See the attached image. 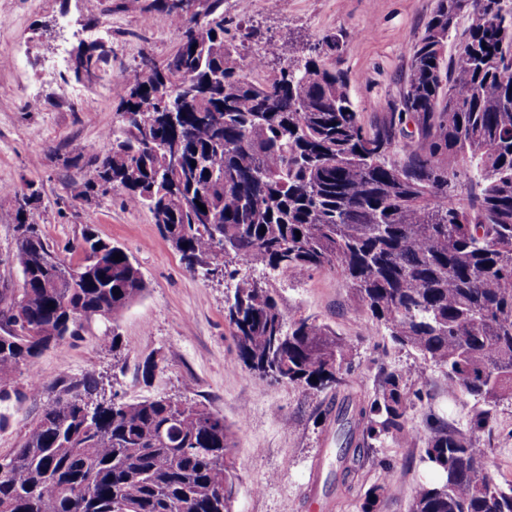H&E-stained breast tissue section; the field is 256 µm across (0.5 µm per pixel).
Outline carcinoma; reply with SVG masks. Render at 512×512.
I'll return each mask as SVG.
<instances>
[{"label": "carcinoma", "instance_id": "cac0c4a2", "mask_svg": "<svg viewBox=\"0 0 512 512\" xmlns=\"http://www.w3.org/2000/svg\"><path fill=\"white\" fill-rule=\"evenodd\" d=\"M182 2L147 5L168 15L178 48L124 71L115 93L122 112L154 115L175 101L181 135L160 117L145 131L120 123L70 198L119 191L152 213L189 270L235 280L224 314L250 375L341 396L325 418L336 423L346 489L373 445L404 433L408 374L431 363L449 392L481 409L465 431L426 422L424 461L438 479L419 486L409 512H512V483L496 480L480 439L492 409L512 400V0H436L410 48L402 111L371 130L347 75L328 63L336 39L302 58L272 45L245 62L224 39L223 0L190 18ZM461 17L467 34L447 59ZM272 57L279 70L251 79ZM108 58L104 45L81 43L71 69L97 73ZM177 136L183 163L170 172L155 146ZM188 197L205 209L183 206ZM14 198L22 288L18 298L0 290V402L23 395L16 374L44 351L146 291L122 247L87 227L63 258L33 220L40 192ZM304 269L336 273L356 307L422 362L381 373L371 395L348 391L354 344L279 306L273 278ZM27 390L47 403L0 474V512H229L232 444L210 404L154 396L101 407L91 375ZM389 489L369 488L361 512Z\"/></svg>", "mask_w": 512, "mask_h": 512}]
</instances>
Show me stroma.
<instances>
[{
	"label": "stroma",
	"mask_w": 512,
	"mask_h": 512,
	"mask_svg": "<svg viewBox=\"0 0 512 512\" xmlns=\"http://www.w3.org/2000/svg\"><path fill=\"white\" fill-rule=\"evenodd\" d=\"M149 0H0V289L19 288L12 263L16 232L9 218L14 191L35 184L41 202L34 219L55 247L80 241L85 227L125 248L136 260L147 290L119 316L99 320L80 335L60 342L16 377L26 388L30 377L50 384L62 374H94L100 398L139 399L164 394L208 401L224 416L233 447L239 491L231 512H361L365 491L380 479L390 490L377 512H407L410 497L433 472L422 462L419 434L429 416L466 428L477 406L464 394L449 395L436 367L410 378L423 397L408 408L405 432L389 437L366 458L353 492L338 484L336 426L326 419L327 392L291 383L252 379L238 357L224 320L233 283L189 271L163 238L152 214L128 206L111 191L87 201L67 196L102 134L117 125L118 101L106 90L109 78L149 53L164 63L179 40L165 13L148 10ZM435 0H252L242 14L239 0H224L228 37L242 42L244 53L273 42L307 51L324 36L339 38L333 56L347 71L348 93L365 125L397 104L409 65L411 45L422 35ZM108 25L107 65L89 79L76 81L81 96L64 99L60 73L49 62L59 52L73 53L83 29ZM38 90L31 100L29 90ZM282 310L311 315L356 346L351 383L369 395L382 370L405 368L415 355L395 346L387 331L354 305L349 288L330 272L302 270L276 282ZM122 347L113 350L112 335ZM155 361L153 377L143 379L145 360ZM46 396L0 403V456L12 453ZM492 471L512 482V401L492 410Z\"/></svg>",
	"instance_id": "stroma-1"
}]
</instances>
